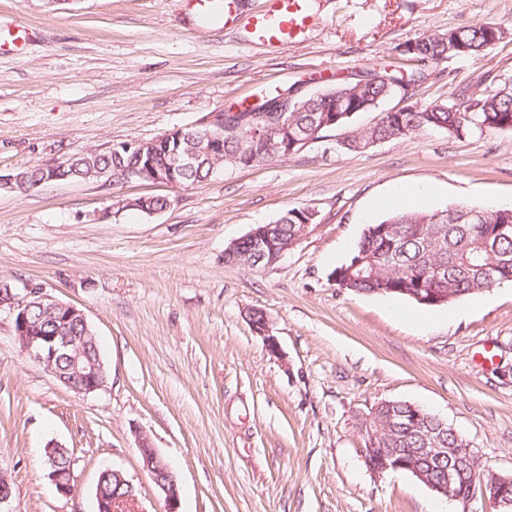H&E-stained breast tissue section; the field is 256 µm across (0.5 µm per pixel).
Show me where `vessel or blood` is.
Wrapping results in <instances>:
<instances>
[{
    "label": "vessel or blood",
    "instance_id": "vessel-or-blood-1",
    "mask_svg": "<svg viewBox=\"0 0 512 512\" xmlns=\"http://www.w3.org/2000/svg\"><path fill=\"white\" fill-rule=\"evenodd\" d=\"M312 22L308 0H266L249 20L250 34L258 46L277 47L294 41Z\"/></svg>",
    "mask_w": 512,
    "mask_h": 512
}]
</instances>
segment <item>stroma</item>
<instances>
[{
  "label": "stroma",
  "instance_id": "stroma-1",
  "mask_svg": "<svg viewBox=\"0 0 512 512\" xmlns=\"http://www.w3.org/2000/svg\"><path fill=\"white\" fill-rule=\"evenodd\" d=\"M312 6L306 35L269 51L245 27L262 0H239L233 27L203 24L197 0H0V38L19 25L29 36L21 52H0V173L148 141L294 85L310 94L395 70L404 44L477 24L504 39L423 66L410 95L379 110L512 88V0ZM336 139L188 186L0 189V282L42 284L81 310L109 374L104 390L75 393L0 315V474L13 488L0 512H97L106 469L133 484L134 512H161L143 438L177 475L179 512H459L409 474L368 471L358 415L382 400L424 406L486 472L512 474V285L425 308L331 279L395 188L435 186L432 209L511 206L512 132L427 130L361 153ZM148 195L167 208L127 209ZM296 206L316 218L278 264L225 263L231 243ZM255 310L278 354L252 330ZM52 440L74 459L67 496L49 478Z\"/></svg>",
  "mask_w": 512,
  "mask_h": 512
}]
</instances>
